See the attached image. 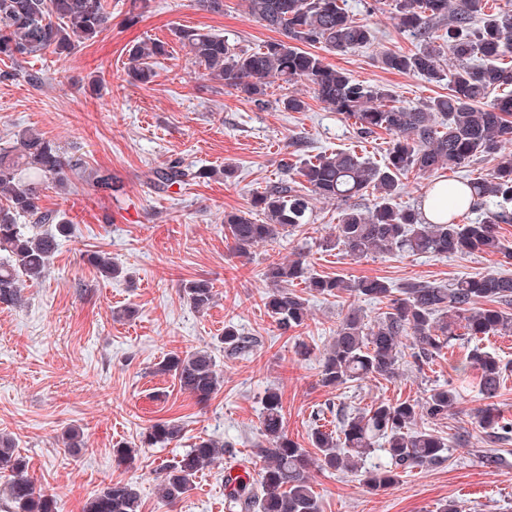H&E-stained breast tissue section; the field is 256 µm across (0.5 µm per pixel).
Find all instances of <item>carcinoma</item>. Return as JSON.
Instances as JSON below:
<instances>
[{
	"mask_svg": "<svg viewBox=\"0 0 512 512\" xmlns=\"http://www.w3.org/2000/svg\"><path fill=\"white\" fill-rule=\"evenodd\" d=\"M392 2L398 25L420 47L410 53H385L382 67L435 82L448 80V95L433 99L423 109L387 105L390 94L384 89L331 68L301 49L305 44H322L346 53L376 38L371 27L353 18L347 0H246L250 17L284 36L255 49H242L204 29L176 30L175 36L188 47L208 80L232 87L259 105L265 104L270 80L286 85L304 81L328 109L355 119L361 137L377 129L394 135L380 162L354 150L302 160L296 170L302 180L284 177L253 196L252 207L265 216L261 224L244 212H224V228L238 255L247 257L258 245L309 223L314 198L346 203L371 189L376 192L373 206L344 208L326 246L356 258L377 251L459 256L492 251L512 258V245L504 244L498 235L499 225L512 224V161L461 186L434 182L430 194L448 195L445 223L429 222L421 211L393 203L400 177L408 172L431 175L453 170L512 143V67L505 63V58L512 57V9L487 14L488 0ZM441 18L449 19L448 47L456 62L449 75L430 47L433 22ZM109 21L106 0H0V58L18 66L17 72L5 76L40 81L37 73L22 69L21 64L47 52L66 58L98 38ZM165 55L166 43L161 41L132 45L129 76L143 85L153 83L156 59ZM211 174L206 169L194 171L175 158L154 169L152 185L165 193L191 176ZM76 179H83L79 163L33 129L19 134L16 145L0 149V304H22L21 282L39 281L48 274L61 238L71 235L73 225L60 214L42 209L41 191L49 184L66 191ZM88 182L96 189L116 190L107 169L91 172ZM478 209L486 210L484 219L468 224L456 221L458 212ZM22 218L32 223H19ZM86 261L107 278L120 274L119 267L102 253H88ZM263 276L272 285L263 298L264 306L285 332L303 326L308 316V300L288 289L299 280L319 295L346 293L388 303V311L372 327L355 309L343 317L322 359L320 382L329 389L366 377L390 378L407 356L421 370L461 336L512 332V276L508 274L466 276L449 285L413 282L397 289L380 278L346 280L313 274L299 257L270 263ZM183 292L197 312L208 310L215 297L212 283L204 279L186 282ZM403 336L410 338L408 354L401 343ZM221 343L236 354L253 347L251 338L232 324L224 327ZM450 368L456 373L477 370L479 392L487 404L474 418L489 443L511 442L512 421L499 412L493 399L499 396L504 376L512 373V363L475 346ZM158 371L174 377L200 404L210 401L221 383L215 360L206 350L173 354L159 364ZM458 403L453 384L438 385L421 401L380 402L353 415L341 414L338 433L317 428L312 444L321 453L323 469L354 474L375 445L382 444L390 462L365 471L364 483L372 491L385 490L402 473L443 460L448 442L427 429L425 422L447 416ZM260 430L265 465L258 479L247 475L228 488L225 508L228 512H319L310 486L308 452L284 433L281 397L275 391H267L262 400ZM182 432L181 425L160 421L146 431L142 444L165 447L179 441ZM61 440L73 456L85 448L77 428L66 430ZM223 455L224 445L213 439L194 443L160 472L161 498L168 503L181 499L196 475ZM1 478L13 512H58L57 492L37 486L26 475L14 439L2 432ZM83 512H140L138 490L128 481H111L89 496Z\"/></svg>",
	"mask_w": 512,
	"mask_h": 512,
	"instance_id": "cac0c4a2",
	"label": "carcinoma"
}]
</instances>
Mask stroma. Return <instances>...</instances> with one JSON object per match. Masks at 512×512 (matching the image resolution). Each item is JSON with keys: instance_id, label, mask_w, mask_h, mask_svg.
I'll return each mask as SVG.
<instances>
[{"instance_id": "35a3bbf8", "label": "stroma", "mask_w": 512, "mask_h": 512, "mask_svg": "<svg viewBox=\"0 0 512 512\" xmlns=\"http://www.w3.org/2000/svg\"><path fill=\"white\" fill-rule=\"evenodd\" d=\"M107 3L111 24L95 42L63 60L49 53L29 62L41 85L8 78L12 65L0 61V147L34 128L87 168L111 170L123 187L116 197L80 187L66 194L45 190L43 207L66 215L76 229L53 257L49 276L24 283L22 305H0V432L14 438L29 477L55 489L59 512H83L92 492L119 480L136 484L141 512H226L225 474L255 475L263 465L257 451L267 389L281 396L288 437L314 456L311 435L318 427L334 430L337 410L420 400L451 380L460 400L447 418L429 424L452 441L444 462L404 473L379 492L356 474L312 469L320 512H435L446 501L459 512H512V443L500 450V463L487 461L490 447L473 418L484 402L471 377H452L448 367L449 359L466 357L473 340L455 342L451 355L435 357L423 370L405 362L394 378L328 389L320 383V360L340 321L355 307L366 324H375L385 303L347 294L326 299L299 283L293 290L308 299L309 318L285 333L264 307L269 284L262 276L270 262L300 256L318 275L378 277L400 287L487 272L512 275V259L488 251L354 258L325 247L344 205L321 200L312 201L310 222L299 231L255 248L250 258L238 256L222 224L225 212L245 211L263 222L251 198L283 178L285 164L357 146L378 161L391 134L380 130L360 141L353 120L325 108L304 82L285 89L271 83L258 106L203 77L177 29L221 33L246 48L279 39L278 31L248 16L245 0H224L219 13L203 10L196 0H149L134 23L128 20L131 0ZM348 9L377 38L343 54L315 45L325 65L387 88L398 105L421 107L447 94V82L382 68L383 52L419 47L398 26L391 0H348ZM146 39L167 42L169 53L155 65V82L143 86L130 81L128 50ZM286 91L303 98L304 111L283 108ZM175 158L215 175L156 192L153 170ZM227 164L234 168L229 179L219 173ZM89 250L110 254L119 277L105 278L87 265ZM197 279L211 281L216 291L204 313L183 295V283ZM126 307L134 308V317H118ZM228 324L256 338L253 351L232 355L223 348L219 338ZM300 342L309 356L297 354ZM198 349L211 353L224 378L204 406L157 370L167 356ZM160 419L182 424V439L164 448L141 447L143 433ZM73 426L86 441L75 457L60 443ZM200 438L223 442V459L199 472L184 498L162 501L156 469ZM119 443L135 447L133 464L114 462Z\"/></svg>"}]
</instances>
